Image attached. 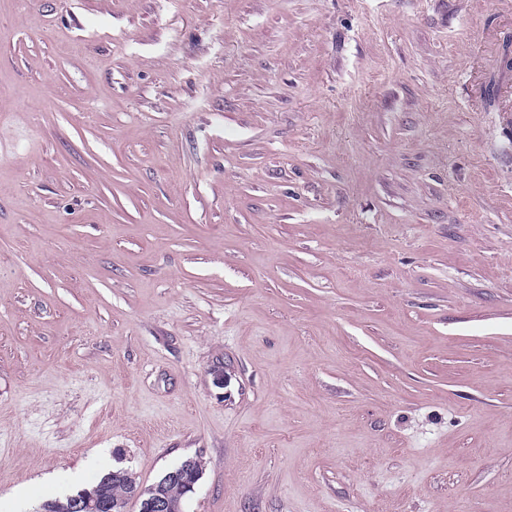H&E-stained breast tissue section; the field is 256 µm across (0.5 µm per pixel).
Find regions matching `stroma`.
<instances>
[{
	"label": "stroma",
	"instance_id": "stroma-1",
	"mask_svg": "<svg viewBox=\"0 0 512 512\" xmlns=\"http://www.w3.org/2000/svg\"><path fill=\"white\" fill-rule=\"evenodd\" d=\"M512 0H0V512H512ZM202 470L203 465L200 459L188 458L182 465L166 470L158 482L147 488L140 486L134 492L133 502H139L142 499L140 512H175L177 506L165 492L166 487L178 485L182 488L183 494L193 493L201 478ZM178 486L168 487L167 492L183 504L184 497H181V489ZM80 489L94 490L97 495L106 497L110 501L130 500L133 487L129 481L125 469L109 470L102 474L93 484ZM79 489V490H80ZM87 491H80L78 494L69 497V512H101L103 508L109 512H127L128 503L112 501V503L103 504V499Z\"/></svg>",
	"mask_w": 512,
	"mask_h": 512
}]
</instances>
